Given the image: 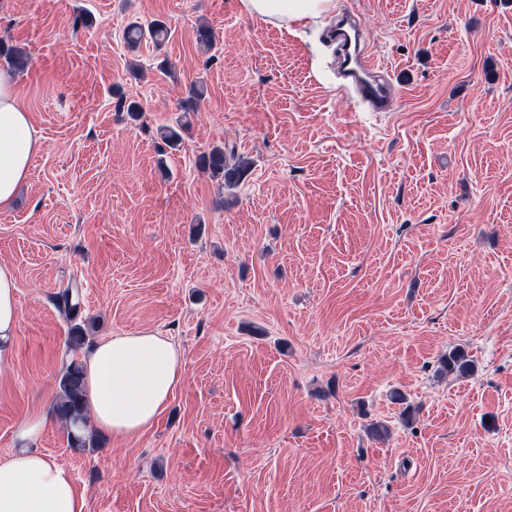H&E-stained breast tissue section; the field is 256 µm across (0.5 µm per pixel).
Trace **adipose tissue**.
<instances>
[{
    "label": "adipose tissue",
    "instance_id": "ef3b65f1",
    "mask_svg": "<svg viewBox=\"0 0 512 512\" xmlns=\"http://www.w3.org/2000/svg\"><path fill=\"white\" fill-rule=\"evenodd\" d=\"M243 12L291 27L334 12L336 0H240ZM43 138L19 103L9 72L0 69V209H9L27 179ZM19 305L14 269L0 263V364L9 360ZM85 397L96 431L115 439L144 432L160 416L182 380V352L156 330L115 334L97 341L84 362ZM43 418L23 423L17 449L0 460V512H86L72 472L32 446Z\"/></svg>",
    "mask_w": 512,
    "mask_h": 512
}]
</instances>
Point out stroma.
Here are the masks:
<instances>
[{
	"label": "stroma",
	"instance_id": "stroma-1",
	"mask_svg": "<svg viewBox=\"0 0 512 512\" xmlns=\"http://www.w3.org/2000/svg\"><path fill=\"white\" fill-rule=\"evenodd\" d=\"M336 7L387 65L390 112L335 78L326 16L285 31L239 0H0L44 138L0 210L20 310L0 458L44 417L34 446L86 512H512V0ZM134 21L168 41L129 48ZM216 145L251 161L238 186L198 167ZM71 285L73 321L55 305ZM75 323L90 343L180 345L182 382L142 434L69 447L52 407L84 356ZM457 349L463 375L442 366Z\"/></svg>",
	"mask_w": 512,
	"mask_h": 512
}]
</instances>
